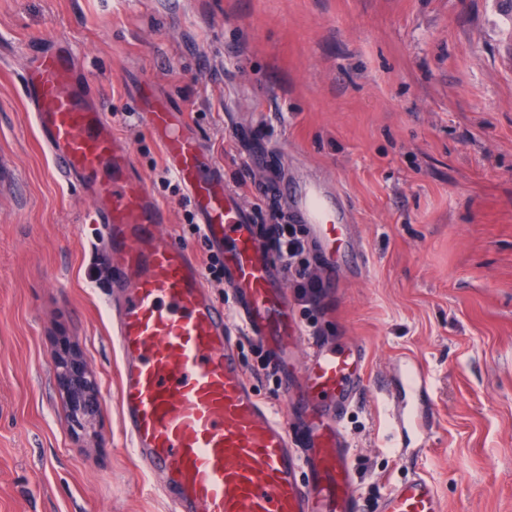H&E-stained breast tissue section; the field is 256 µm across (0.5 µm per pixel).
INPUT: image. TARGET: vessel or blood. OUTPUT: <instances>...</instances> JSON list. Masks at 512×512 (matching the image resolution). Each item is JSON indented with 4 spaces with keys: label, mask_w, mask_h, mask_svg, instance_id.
Segmentation results:
<instances>
[{
    "label": "vessel or blood",
    "mask_w": 512,
    "mask_h": 512,
    "mask_svg": "<svg viewBox=\"0 0 512 512\" xmlns=\"http://www.w3.org/2000/svg\"><path fill=\"white\" fill-rule=\"evenodd\" d=\"M24 81L54 175L97 201L92 220L109 231L103 257L122 420L134 455L164 477L172 512H365L341 424L365 390L363 346L314 337L304 387L296 389L288 349L300 328L288 307L285 270L258 237L240 193L225 186L220 168L206 166L196 138L172 132L168 113L145 115L210 250L224 257L228 308L212 300L188 248L162 232L167 212L79 76L71 42L33 52ZM280 192L328 262L348 254L353 269L364 271L358 227L331 183L311 179ZM244 335L265 349L292 417L257 399L241 361ZM384 395L389 445L413 473L374 512H445L419 465L435 436L426 370L404 361L398 387Z\"/></svg>",
    "instance_id": "b4317fda"
}]
</instances>
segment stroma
<instances>
[{"label": "stroma", "instance_id": "obj_1", "mask_svg": "<svg viewBox=\"0 0 512 512\" xmlns=\"http://www.w3.org/2000/svg\"><path fill=\"white\" fill-rule=\"evenodd\" d=\"M72 38L136 168L196 259L186 192L166 189L143 114L159 104L259 224H293L279 184L321 179L361 226L365 275L305 249L320 310L299 324L367 347L343 426L359 491L406 477L383 388L429 374L423 458L446 512H512V0H0V512H169L121 420L105 229L57 181L24 99L27 54ZM77 352L100 409L74 422L54 378Z\"/></svg>", "mask_w": 512, "mask_h": 512}]
</instances>
